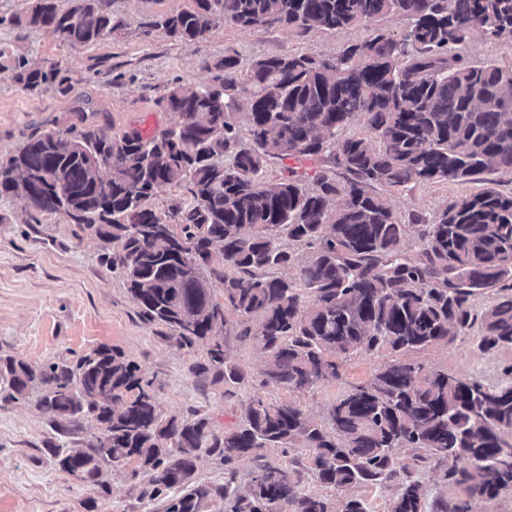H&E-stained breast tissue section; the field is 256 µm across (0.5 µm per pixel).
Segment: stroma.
Segmentation results:
<instances>
[{"label": "stroma", "mask_w": 512, "mask_h": 512, "mask_svg": "<svg viewBox=\"0 0 512 512\" xmlns=\"http://www.w3.org/2000/svg\"><path fill=\"white\" fill-rule=\"evenodd\" d=\"M29 0H0V50L25 57L31 64L60 68L68 91L46 87L24 89L12 71L0 70V160L15 153L31 135L65 131L85 124L109 135L133 128L156 133L172 127L177 116L163 102L171 84L210 83L209 64L235 56L240 69L273 53L312 52L324 57L370 35L365 27L337 31L241 29L217 23L207 37L187 44L152 28L157 16L194 8V0H112L118 24L111 36L90 47L74 48L49 32L14 25ZM482 183H422L387 191L401 223L412 214L427 215L450 201L474 195ZM103 242L89 229L56 214L24 208L14 198L0 197V356L34 364H71L99 347L115 348L154 382L163 416L206 418L211 430L235 426L256 397L267 402H296L319 424H328L332 404L344 392L366 383L384 357L351 356L339 366L338 378L303 393L263 387L258 373L266 355L251 339L240 338L237 317L226 313L224 349L250 377L232 387L208 372L195 375L204 362V347H179L165 327L145 323L136 301L118 273L103 259ZM425 368L480 379L497 387L512 383L503 369L512 364V348L484 354L474 337L457 339L412 353ZM45 385L33 384L17 401L0 400V512H160L157 503L140 500V486L130 469L104 466L108 492L74 481L60 469L55 450L88 448L98 432L95 422L76 416L54 418L41 401ZM263 461L294 458L301 489L338 504L341 492L318 483L308 450L295 447L263 451Z\"/></svg>", "instance_id": "stroma-1"}]
</instances>
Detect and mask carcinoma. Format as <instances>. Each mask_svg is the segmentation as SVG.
Wrapping results in <instances>:
<instances>
[{"label":"carcinoma","mask_w":512,"mask_h":512,"mask_svg":"<svg viewBox=\"0 0 512 512\" xmlns=\"http://www.w3.org/2000/svg\"><path fill=\"white\" fill-rule=\"evenodd\" d=\"M196 7L152 22L167 36L194 43L219 22L243 29L336 31L363 24L371 38L335 56L272 54L252 64L242 142L232 104L237 58L214 64L211 84H173L166 109L178 116L152 136L131 129L107 135L86 126L32 135L0 162V196L83 224L112 243L104 255L124 278L141 318L167 328L180 347L206 345L208 366L241 384L227 363L224 312L239 335L268 355L261 384L304 392L338 376L336 359L385 354L365 384L336 399L330 428L294 402L252 400L239 423L221 435L203 417L165 418L152 382L116 349L100 347L74 364H32L0 358L6 398L40 382L45 411L80 415L99 425L86 449L55 450L60 468L80 472L101 490V464L132 462L139 498L164 512H332L328 500L302 492L285 464L264 463L250 483L236 464L264 448L301 444L317 481L337 491L391 483L390 512H425L416 477L433 465L462 497L439 499L433 512H471L512 489V384L491 388L403 359L411 351L452 344L477 332L484 353L512 347V191L488 187L453 200L432 216L398 221L377 189L512 174V68L469 63L462 53L472 30L497 43L512 40V0H195ZM406 19V35L375 23ZM21 28L88 46L112 34L110 0H32L16 18ZM15 80L34 91L68 90L67 78L15 60ZM369 137L341 136L353 121ZM326 156L313 187L290 169L276 183L263 173L273 158ZM181 186L190 201L162 214L152 198ZM416 232L421 247L405 250ZM313 249L304 264L283 244ZM224 270L212 266L213 254ZM295 269V274L274 271ZM224 284V303L211 279ZM491 289L479 313L475 298ZM259 320L252 329L251 319ZM412 450L410 459L398 450ZM224 464V482L195 480L201 455Z\"/></svg>","instance_id":"1"}]
</instances>
